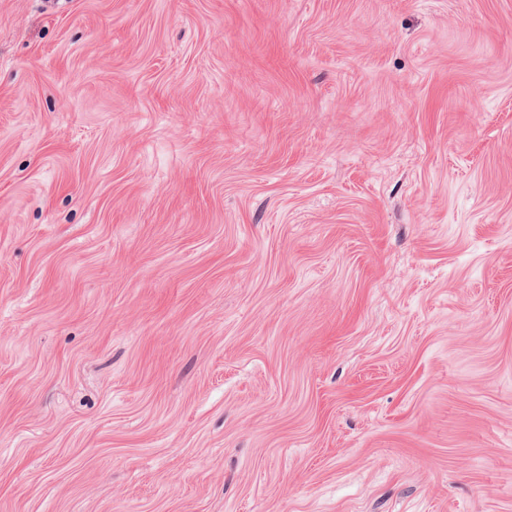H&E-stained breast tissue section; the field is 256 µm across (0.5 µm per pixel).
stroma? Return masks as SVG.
<instances>
[{
  "label": "stroma",
  "mask_w": 512,
  "mask_h": 512,
  "mask_svg": "<svg viewBox=\"0 0 512 512\" xmlns=\"http://www.w3.org/2000/svg\"><path fill=\"white\" fill-rule=\"evenodd\" d=\"M0 512H512V0H0Z\"/></svg>",
  "instance_id": "stroma-1"
}]
</instances>
